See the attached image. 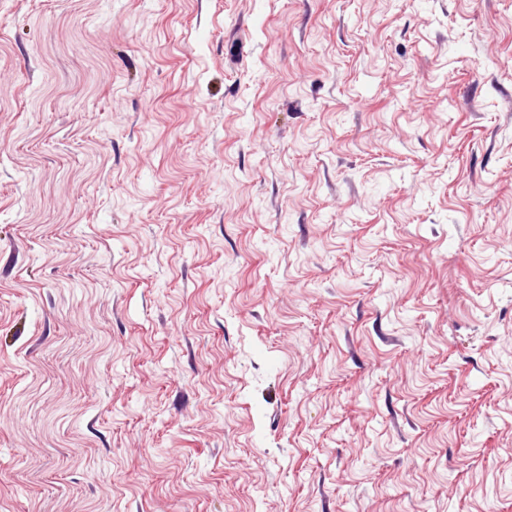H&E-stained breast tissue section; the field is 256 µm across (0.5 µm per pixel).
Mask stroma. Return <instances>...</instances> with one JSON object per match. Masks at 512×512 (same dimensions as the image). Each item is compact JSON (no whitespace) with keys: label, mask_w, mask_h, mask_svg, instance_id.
Segmentation results:
<instances>
[{"label":"stroma","mask_w":512,"mask_h":512,"mask_svg":"<svg viewBox=\"0 0 512 512\" xmlns=\"http://www.w3.org/2000/svg\"><path fill=\"white\" fill-rule=\"evenodd\" d=\"M0 512H512V0H0Z\"/></svg>","instance_id":"obj_1"}]
</instances>
